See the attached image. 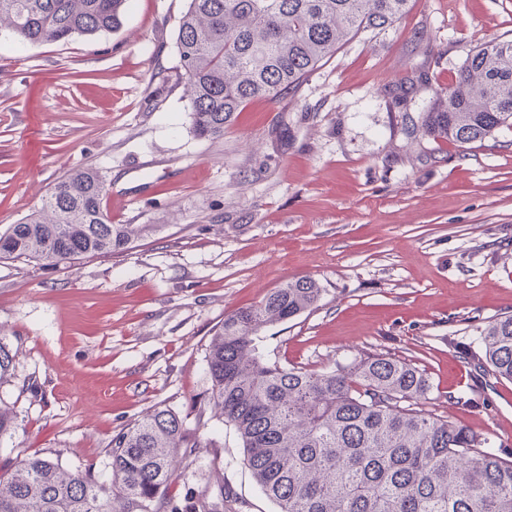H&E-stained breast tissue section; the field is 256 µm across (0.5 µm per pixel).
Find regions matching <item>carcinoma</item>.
Here are the masks:
<instances>
[{
	"label": "carcinoma",
	"instance_id": "obj_1",
	"mask_svg": "<svg viewBox=\"0 0 512 512\" xmlns=\"http://www.w3.org/2000/svg\"><path fill=\"white\" fill-rule=\"evenodd\" d=\"M128 0H0V32L20 44L65 43L120 27ZM412 0H187L177 37L193 131L224 135L252 100L277 102L346 41L383 33ZM424 132L460 144L512 131V39L470 49L455 81L423 112ZM104 182L89 169L57 181L39 210L0 230V259L60 265L124 252L139 224H114ZM310 277L224 316L207 355L203 400L239 435L245 461L275 512H512V461L465 425L422 409L433 385L413 363L366 354L333 370L283 367L262 331L321 300ZM477 366L512 380V315L478 331ZM14 357L0 340V384ZM216 444L189 434L159 405L107 449L110 477L34 453L0 470V512H179L169 496L179 465ZM224 485L192 495L188 512H230Z\"/></svg>",
	"mask_w": 512,
	"mask_h": 512
}]
</instances>
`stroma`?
<instances>
[{
    "label": "stroma",
    "mask_w": 512,
    "mask_h": 512,
    "mask_svg": "<svg viewBox=\"0 0 512 512\" xmlns=\"http://www.w3.org/2000/svg\"><path fill=\"white\" fill-rule=\"evenodd\" d=\"M185 7L130 0L118 30L55 45L0 35V229L77 167L105 181L113 223L148 227L122 253L0 261V340L15 356L0 401L17 411L0 469L42 452L105 471L113 435L162 405L215 442L178 471L181 512L219 479L235 512H274L233 427L197 404L225 314L300 276L322 298L264 331L269 359L408 360L433 384L427 410L512 460V381L471 358L478 328L512 314V132L460 146L410 131L469 49L512 38V0H415L213 139L195 135L176 82Z\"/></svg>",
    "instance_id": "35a3bbf8"
}]
</instances>
